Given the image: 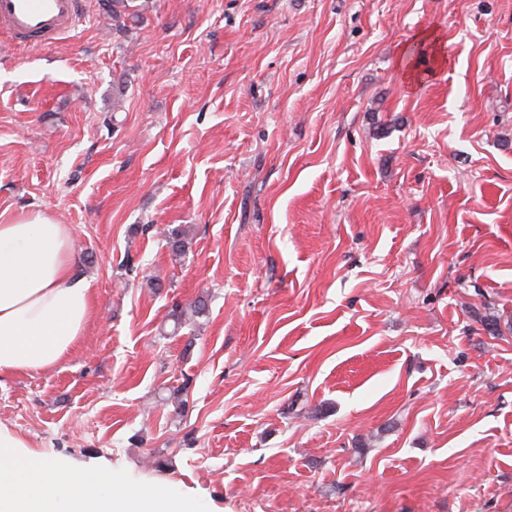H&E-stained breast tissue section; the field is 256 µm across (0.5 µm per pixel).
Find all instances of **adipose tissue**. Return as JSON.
<instances>
[{
    "mask_svg": "<svg viewBox=\"0 0 512 512\" xmlns=\"http://www.w3.org/2000/svg\"><path fill=\"white\" fill-rule=\"evenodd\" d=\"M69 225L48 211L0 220V377L57 366L95 316L90 282L75 265ZM0 430V512H193L161 490L117 489L112 474H87L21 453Z\"/></svg>",
    "mask_w": 512,
    "mask_h": 512,
    "instance_id": "ef3b65f1",
    "label": "adipose tissue"
}]
</instances>
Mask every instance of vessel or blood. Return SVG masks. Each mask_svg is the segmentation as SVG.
<instances>
[{"label": "vessel or blood", "mask_w": 512, "mask_h": 512, "mask_svg": "<svg viewBox=\"0 0 512 512\" xmlns=\"http://www.w3.org/2000/svg\"><path fill=\"white\" fill-rule=\"evenodd\" d=\"M81 22L80 0H0V33L14 40L59 42Z\"/></svg>", "instance_id": "obj_1"}]
</instances>
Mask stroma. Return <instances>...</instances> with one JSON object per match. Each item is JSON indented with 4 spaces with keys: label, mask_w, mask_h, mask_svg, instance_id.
Segmentation results:
<instances>
[{
    "label": "stroma",
    "mask_w": 512,
    "mask_h": 512,
    "mask_svg": "<svg viewBox=\"0 0 512 512\" xmlns=\"http://www.w3.org/2000/svg\"><path fill=\"white\" fill-rule=\"evenodd\" d=\"M106 2L0 38V213L96 297L0 428L196 512H512V0Z\"/></svg>",
    "instance_id": "1"
}]
</instances>
